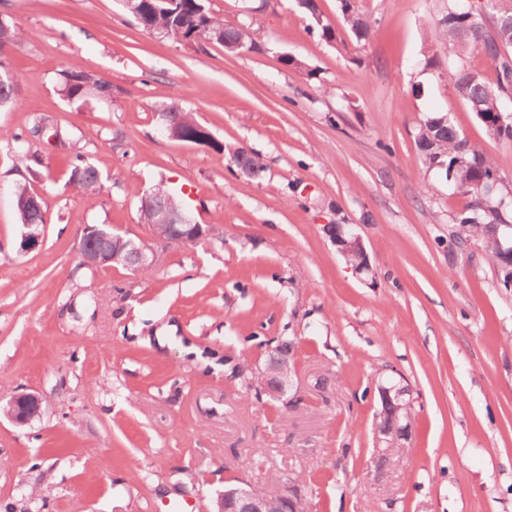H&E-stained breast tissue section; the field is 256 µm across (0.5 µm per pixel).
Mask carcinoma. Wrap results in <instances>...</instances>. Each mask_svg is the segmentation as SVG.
Wrapping results in <instances>:
<instances>
[{
    "instance_id": "obj_1",
    "label": "carcinoma",
    "mask_w": 512,
    "mask_h": 512,
    "mask_svg": "<svg viewBox=\"0 0 512 512\" xmlns=\"http://www.w3.org/2000/svg\"><path fill=\"white\" fill-rule=\"evenodd\" d=\"M140 8L133 18L146 30L177 43L206 41L216 43L225 50L238 53L254 49L251 30L244 26L224 23V18L211 13L204 0H139ZM318 27L321 37L336 45H345L330 25L323 22L317 13L314 0H300ZM339 8L347 29L356 42L369 39L372 32L371 18L358 7L357 0H339ZM491 15L500 20L505 16L511 22L498 23L492 29L481 20L470 21L456 9V0H448L434 25V31L448 49L444 61L434 58L427 65L444 68L448 83L469 108L474 110L478 121L485 130L497 127L495 139L512 141V125H498L500 113L504 112L506 95L512 89V57L503 50L512 48V12L494 10ZM29 32L15 22L0 20V107L16 100L15 81L6 77L12 72L9 50ZM480 53L495 64L496 80L488 83L469 65L470 57ZM61 92L70 100L97 97L112 99V84L71 63L61 71ZM160 111L165 116L178 120L172 134H181L180 140L196 131L200 126L191 113L172 104L163 103ZM27 140L14 135L6 146L23 158L42 164L41 155L30 152ZM46 145L51 150L68 152L71 155L70 174L64 184L66 190L92 193L101 187V173L89 158L75 147L70 135L58 128L52 130ZM416 145L423 165L428 170L445 174L448 190L469 198L463 211L454 217L457 231L453 237L460 242L471 241L481 246L494 260L498 268L500 284L508 287L512 278V189L504 183L495 162L478 146L461 136L448 113L433 112L420 122L416 132ZM231 159L236 167L252 178H259L264 165L253 152L241 147L232 152ZM14 204L19 223L43 224L45 216L42 199L25 182L14 186ZM186 209L183 199L171 192L164 184L155 185L144 194L138 206L139 219L144 224L153 221L155 214L162 210Z\"/></svg>"
}]
</instances>
